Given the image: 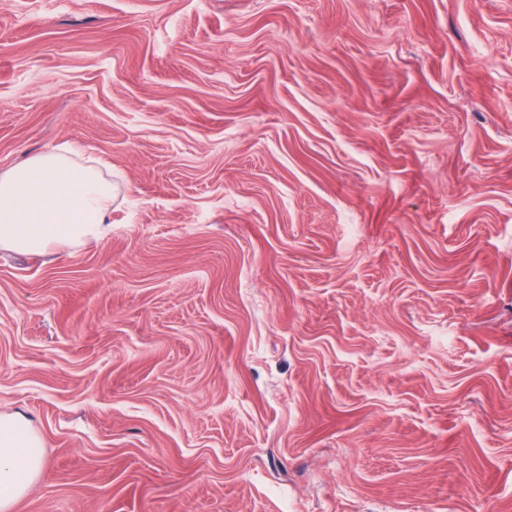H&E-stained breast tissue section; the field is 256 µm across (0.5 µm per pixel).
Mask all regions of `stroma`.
Returning a JSON list of instances; mask_svg holds the SVG:
<instances>
[{"instance_id":"1","label":"stroma","mask_w":512,"mask_h":512,"mask_svg":"<svg viewBox=\"0 0 512 512\" xmlns=\"http://www.w3.org/2000/svg\"><path fill=\"white\" fill-rule=\"evenodd\" d=\"M61 146L12 512H512V0H0V171Z\"/></svg>"}]
</instances>
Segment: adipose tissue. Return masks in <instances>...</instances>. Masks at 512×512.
I'll list each match as a JSON object with an SVG mask.
<instances>
[{
  "mask_svg": "<svg viewBox=\"0 0 512 512\" xmlns=\"http://www.w3.org/2000/svg\"><path fill=\"white\" fill-rule=\"evenodd\" d=\"M112 183L63 152L40 154L0 173V247L36 254L112 232ZM43 442L17 416H0V512L39 476Z\"/></svg>",
  "mask_w": 512,
  "mask_h": 512,
  "instance_id": "adipose-tissue-1",
  "label": "adipose tissue"
}]
</instances>
